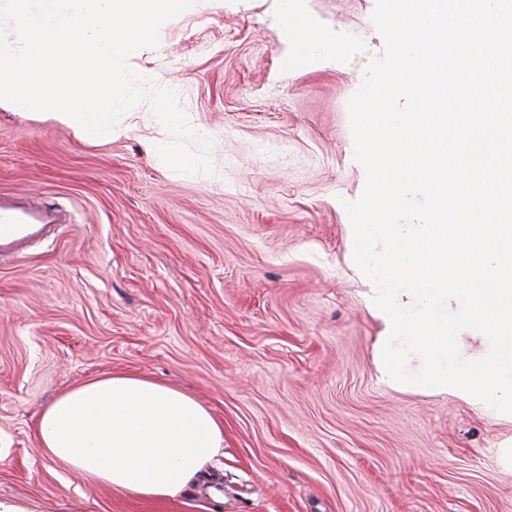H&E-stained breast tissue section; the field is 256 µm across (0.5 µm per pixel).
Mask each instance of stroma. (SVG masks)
Here are the masks:
<instances>
[{"mask_svg": "<svg viewBox=\"0 0 512 512\" xmlns=\"http://www.w3.org/2000/svg\"><path fill=\"white\" fill-rule=\"evenodd\" d=\"M376 0H202L130 66L177 92L215 174L155 151L149 103L108 141L0 108V193L73 220L0 265V500L27 512H512L495 450L512 422L447 394L380 383L381 328L352 260L362 195L347 107L384 49ZM337 42L304 55L308 31ZM112 373L182 389L224 450L172 497L76 479L40 451L58 393Z\"/></svg>", "mask_w": 512, "mask_h": 512, "instance_id": "1", "label": "stroma"}]
</instances>
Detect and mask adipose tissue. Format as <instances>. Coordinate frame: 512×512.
Returning <instances> with one entry per match:
<instances>
[{
	"mask_svg": "<svg viewBox=\"0 0 512 512\" xmlns=\"http://www.w3.org/2000/svg\"><path fill=\"white\" fill-rule=\"evenodd\" d=\"M39 446L79 479L143 498L174 496L224 447L212 414L189 395L112 374L60 393L42 411Z\"/></svg>",
	"mask_w": 512,
	"mask_h": 512,
	"instance_id": "ef3b65f1",
	"label": "adipose tissue"
}]
</instances>
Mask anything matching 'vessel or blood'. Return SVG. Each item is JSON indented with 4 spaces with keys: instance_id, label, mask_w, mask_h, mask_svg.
Here are the masks:
<instances>
[{
    "instance_id": "vessel-or-blood-1",
    "label": "vessel or blood",
    "mask_w": 512,
    "mask_h": 512,
    "mask_svg": "<svg viewBox=\"0 0 512 512\" xmlns=\"http://www.w3.org/2000/svg\"><path fill=\"white\" fill-rule=\"evenodd\" d=\"M55 220L43 203L0 197V262L23 258L32 242Z\"/></svg>"
}]
</instances>
